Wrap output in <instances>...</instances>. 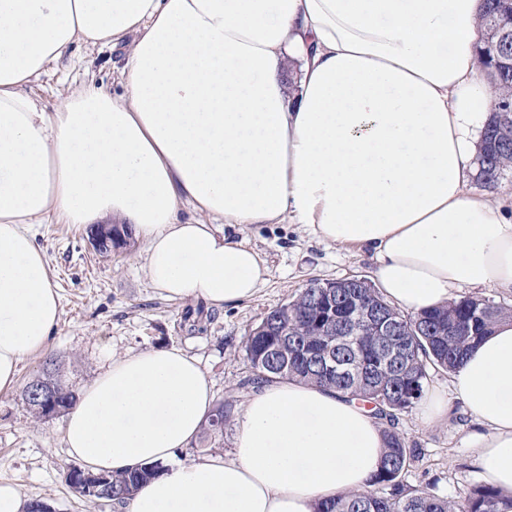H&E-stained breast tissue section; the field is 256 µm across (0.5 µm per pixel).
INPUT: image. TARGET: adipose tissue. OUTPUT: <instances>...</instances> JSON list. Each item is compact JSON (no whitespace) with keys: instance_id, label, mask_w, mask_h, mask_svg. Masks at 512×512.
<instances>
[{"instance_id":"adipose-tissue-1","label":"adipose tissue","mask_w":512,"mask_h":512,"mask_svg":"<svg viewBox=\"0 0 512 512\" xmlns=\"http://www.w3.org/2000/svg\"><path fill=\"white\" fill-rule=\"evenodd\" d=\"M483 0H0V392L48 349L59 294L33 225H134L162 295L213 308L253 298L267 267L221 231L302 224L371 252L410 314L456 289H512V201L472 194L491 85ZM132 39L122 93L89 82L55 111L32 86L75 48ZM297 65L295 90L283 80ZM210 216L202 224L181 209ZM484 428L474 462L512 498V320L448 373ZM213 390L182 349L114 358L65 418L89 469L158 464L128 512H314L369 490L386 442L370 409L276 379L235 416L233 448L190 463Z\"/></svg>"}]
</instances>
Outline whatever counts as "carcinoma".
Instances as JSON below:
<instances>
[{
  "mask_svg": "<svg viewBox=\"0 0 512 512\" xmlns=\"http://www.w3.org/2000/svg\"><path fill=\"white\" fill-rule=\"evenodd\" d=\"M498 22L512 28V2L484 0L480 26L490 28ZM482 66L489 70L496 91L493 113L485 133L479 158L478 180L497 185L512 170V125L501 129L499 104L512 103V42L504 52L495 55L487 44L478 49ZM112 246H103L101 253L123 248L133 239V225L114 224ZM336 310L317 298L332 286L330 280H311L290 302L276 307L260 319L244 342L248 375L239 388L258 389L270 379H295L334 389L349 397H357L372 405L374 415L383 426L387 439L386 452L378 471L371 480L376 490L340 495L317 507L316 512H512V500L503 501L498 491L487 484L474 486L467 495L448 500L427 491L412 489L403 481L404 472L416 456L406 438L398 431L399 415L411 411L424 397L429 371L451 370L458 366L464 354L490 328L504 318H512V310L488 300L473 297L455 298L443 307L417 316L398 314L395 321L399 335L409 345L408 360L394 368H378L373 359L378 356L371 333L361 331L363 349L336 344V357L352 359L362 368L337 375L324 371L318 364V352L326 345V337L317 335L318 323L336 314V330L345 327L347 316L357 303H369L387 312L394 310L367 280L349 277L337 281ZM52 390L61 412L70 410L77 393L59 378L57 360H46ZM231 404L218 402L203 427L209 436L221 437L230 425ZM157 465L140 466L120 473H111L112 493L93 495L95 500H112L123 505L144 484L159 474Z\"/></svg>",
  "mask_w": 512,
  "mask_h": 512,
  "instance_id": "cac0c4a2",
  "label": "carcinoma"
}]
</instances>
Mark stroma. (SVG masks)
<instances>
[{"instance_id":"1","label":"stroma","mask_w":512,"mask_h":512,"mask_svg":"<svg viewBox=\"0 0 512 512\" xmlns=\"http://www.w3.org/2000/svg\"><path fill=\"white\" fill-rule=\"evenodd\" d=\"M129 45L80 49L53 65L34 91L56 108L92 79L118 91L116 65ZM36 243L45 254L61 297L51 354L61 362V379L81 390L112 358L153 348L177 347L195 357L213 386L216 400L241 403L238 382L245 369L244 340L261 317L288 303L308 280L373 279L376 262L352 247L318 241L299 224L243 227L242 236L269 267L266 284L249 301L215 309L208 321L185 320L189 303L160 295L145 270L142 242L107 254L97 252L84 224H37ZM38 353L19 365L14 389L0 392V484L17 487L25 500L51 505L54 512H127L126 506L75 496L63 471L71 459L63 441V416L34 422L21 394L46 359ZM421 408L403 414L398 428L417 450L406 475L408 484L457 499L481 483L472 463L473 436L481 427L458 400H450L447 419L434 426L421 421Z\"/></svg>"}]
</instances>
